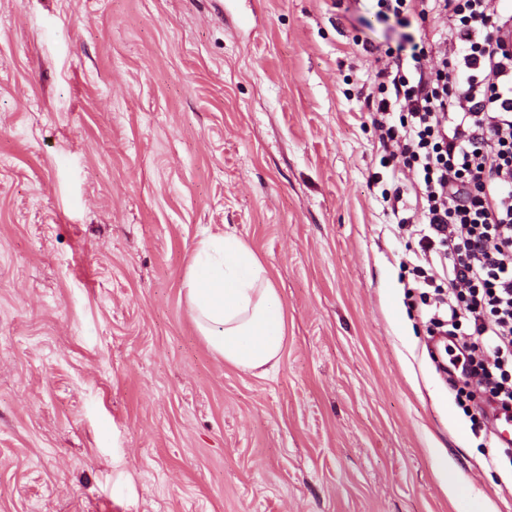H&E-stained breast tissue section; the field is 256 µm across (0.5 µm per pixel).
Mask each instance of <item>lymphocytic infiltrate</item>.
I'll return each mask as SVG.
<instances>
[{"instance_id":"1","label":"lymphocytic infiltrate","mask_w":512,"mask_h":512,"mask_svg":"<svg viewBox=\"0 0 512 512\" xmlns=\"http://www.w3.org/2000/svg\"><path fill=\"white\" fill-rule=\"evenodd\" d=\"M400 24L432 18L431 43L387 51L367 106L384 152L413 170L414 266L434 333L455 340L489 402L512 407V14L498 0H377ZM398 123H391V115Z\"/></svg>"}]
</instances>
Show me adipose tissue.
<instances>
[{"mask_svg": "<svg viewBox=\"0 0 512 512\" xmlns=\"http://www.w3.org/2000/svg\"><path fill=\"white\" fill-rule=\"evenodd\" d=\"M185 286L197 328L216 357L249 373L278 364L287 334L284 307L245 244L225 236L203 240Z\"/></svg>", "mask_w": 512, "mask_h": 512, "instance_id": "adipose-tissue-1", "label": "adipose tissue"}]
</instances>
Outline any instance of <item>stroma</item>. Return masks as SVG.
Instances as JSON below:
<instances>
[{"label": "stroma", "instance_id": "stroma-1", "mask_svg": "<svg viewBox=\"0 0 512 512\" xmlns=\"http://www.w3.org/2000/svg\"><path fill=\"white\" fill-rule=\"evenodd\" d=\"M376 0H0V512H512L427 332L365 101ZM232 235L278 367L186 304ZM185 286L197 328L216 357L249 373L278 364L287 334L284 307L245 244L225 236L203 240Z\"/></svg>", "mask_w": 512, "mask_h": 512}]
</instances>
